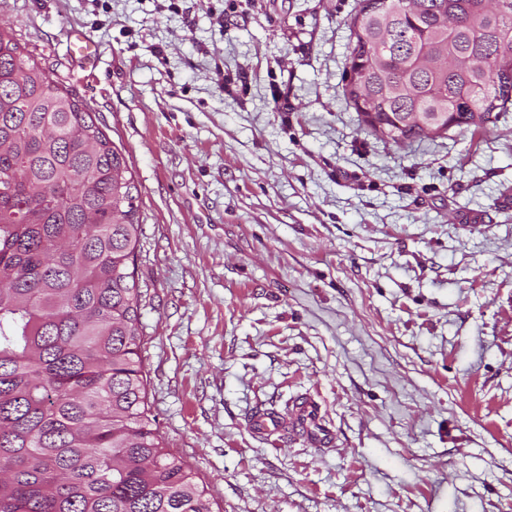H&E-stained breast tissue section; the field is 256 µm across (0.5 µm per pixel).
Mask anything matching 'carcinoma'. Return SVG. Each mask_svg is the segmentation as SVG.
Listing matches in <instances>:
<instances>
[{"mask_svg": "<svg viewBox=\"0 0 512 512\" xmlns=\"http://www.w3.org/2000/svg\"><path fill=\"white\" fill-rule=\"evenodd\" d=\"M346 101L398 147L512 110V0H362ZM139 189L90 107L0 30V512H215L141 359Z\"/></svg>", "mask_w": 512, "mask_h": 512, "instance_id": "1", "label": "carcinoma"}]
</instances>
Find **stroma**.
Listing matches in <instances>:
<instances>
[{
  "label": "stroma",
  "instance_id": "1",
  "mask_svg": "<svg viewBox=\"0 0 512 512\" xmlns=\"http://www.w3.org/2000/svg\"><path fill=\"white\" fill-rule=\"evenodd\" d=\"M358 7L0 0V27L132 168L151 409L220 512H512V111L365 133ZM308 398L326 440L254 429Z\"/></svg>",
  "mask_w": 512,
  "mask_h": 512
}]
</instances>
